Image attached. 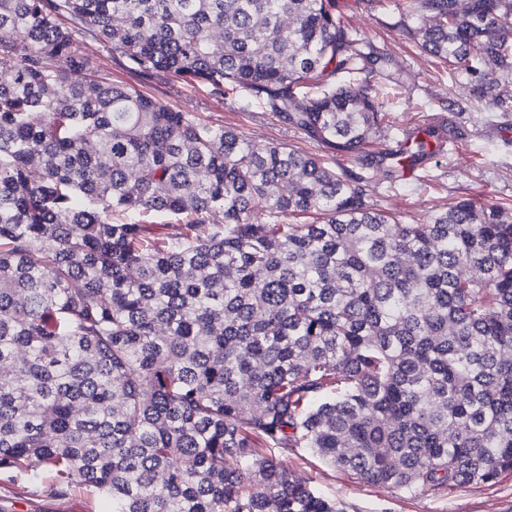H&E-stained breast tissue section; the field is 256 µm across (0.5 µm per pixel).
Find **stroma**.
Listing matches in <instances>:
<instances>
[{
  "label": "stroma",
  "mask_w": 512,
  "mask_h": 512,
  "mask_svg": "<svg viewBox=\"0 0 512 512\" xmlns=\"http://www.w3.org/2000/svg\"><path fill=\"white\" fill-rule=\"evenodd\" d=\"M404 0H340L350 28L391 53L404 69V86H387L392 120L399 128L439 118L448 130L444 152L428 160L401 183H389L382 171L361 170L351 156L307 137L277 115L248 104L240 94H216L203 83L182 82L166 73L145 78L100 42L84 39L80 49L96 76L136 88L173 109L195 113L215 125L235 130L257 143L276 142L314 153L336 170L363 171L368 199L408 224L457 198L493 203L512 210V112L486 120L470 101L465 75H449L444 64L427 56L400 32L397 21ZM289 470L322 495L355 504L359 512H512V473L480 485H461L439 494L409 495L367 483L330 466L300 448L287 459ZM0 512H111L109 502L85 487L62 490L50 475L30 481L21 474H0Z\"/></svg>",
  "instance_id": "35a3bbf8"
}]
</instances>
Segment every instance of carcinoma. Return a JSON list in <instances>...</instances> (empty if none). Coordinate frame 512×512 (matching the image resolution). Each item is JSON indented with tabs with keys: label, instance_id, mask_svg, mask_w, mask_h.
I'll return each mask as SVG.
<instances>
[{
	"label": "carcinoma",
	"instance_id": "obj_1",
	"mask_svg": "<svg viewBox=\"0 0 512 512\" xmlns=\"http://www.w3.org/2000/svg\"><path fill=\"white\" fill-rule=\"evenodd\" d=\"M403 34L512 110V0H406ZM243 91L367 166L389 53L336 0H0V470L41 463L112 512H349L309 449L409 494L512 471V213L405 224L365 176L94 79ZM160 213L177 231L119 219ZM270 220L263 222L260 216Z\"/></svg>",
	"mask_w": 512,
	"mask_h": 512
}]
</instances>
